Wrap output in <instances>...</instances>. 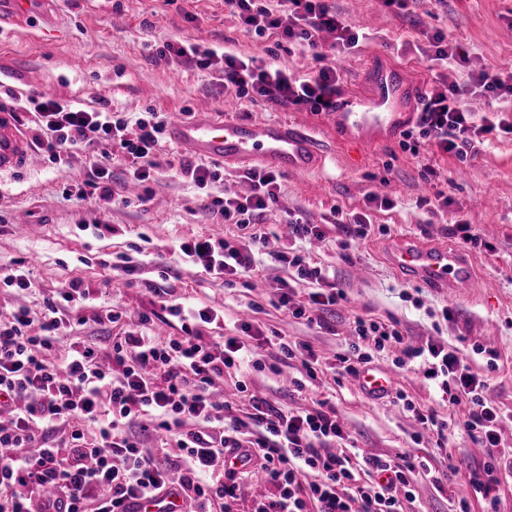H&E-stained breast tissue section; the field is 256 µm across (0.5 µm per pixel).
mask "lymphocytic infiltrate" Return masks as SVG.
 Here are the masks:
<instances>
[{
  "instance_id": "f902f5d3",
  "label": "lymphocytic infiltrate",
  "mask_w": 512,
  "mask_h": 512,
  "mask_svg": "<svg viewBox=\"0 0 512 512\" xmlns=\"http://www.w3.org/2000/svg\"><path fill=\"white\" fill-rule=\"evenodd\" d=\"M241 26L266 38L263 56L246 59L189 42H167L155 56L183 59L202 71L219 73L225 95L250 101L290 104L314 112L329 109L340 89L335 67L325 65L321 32L334 33L337 53L358 48L360 35L345 25L327 0H224ZM300 44L319 61L317 72L303 78L275 66L280 50ZM482 94L512 100V70L480 67L463 84H433L419 108L415 125L405 138L435 145L458 159L477 155L490 135H512V112L496 109L475 118L467 98ZM13 107L32 115L37 139L48 161L69 166L88 162L81 195L115 196L111 168L124 159L133 181L146 183L158 173L157 156L162 122L129 120L106 109L86 110L35 96L15 100ZM250 190L242 196L212 197L207 208L225 224L245 230L243 240L203 236L179 242L176 251L188 263L225 283L250 275L255 254L267 255L287 267L290 280L278 281L274 305L312 320L314 312L337 305L346 294L325 269L300 248H275L259 220L279 206V174L251 169L242 175ZM310 284L304 301H297V284ZM163 311L177 319L180 335L159 337L150 331L151 316L139 314L135 329L110 337L108 344L70 339L72 323L121 324L122 311L108 308L86 314L91 301L82 281L45 298L40 316L20 307L0 317V512H123L134 498L155 497L175 486L186 512H234L243 475L221 468L228 450H245L259 465L268 492L253 512H403L413 500V483L422 478L443 489L448 475L423 462L403 458L336 453V441L346 440L344 425L334 408L281 409L268 399L250 395V410L238 417L232 405L215 394L225 372L242 365L264 369L263 342L250 345L240 336L221 342L205 338L207 325L218 314L166 297L149 284ZM69 347L63 359L52 353L61 340ZM395 347L397 369H422L447 416L417 407L403 390L396 400L437 448H445L451 432L462 431L497 459L485 474H470L475 492L489 494L493 486L512 480V452L500 448L503 413L487 396V381L473 374L466 356L447 340L429 338L413 345L398 322H381L361 315L353 320L348 348L337 354L335 379L356 377L372 354ZM151 418L177 453L158 458L146 454L132 432ZM178 470V482L169 473Z\"/></svg>"
}]
</instances>
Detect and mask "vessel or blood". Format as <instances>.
<instances>
[{
  "label": "vessel or blood",
  "instance_id": "1",
  "mask_svg": "<svg viewBox=\"0 0 512 512\" xmlns=\"http://www.w3.org/2000/svg\"><path fill=\"white\" fill-rule=\"evenodd\" d=\"M47 0H0V24L30 20L51 22ZM425 95L406 66L376 65L371 69L367 93H342L327 113L337 142L378 145L395 138L416 119L415 110ZM236 105L225 102L216 109L208 102L197 105L191 120L173 122L168 136L180 149L227 167L255 163L294 176L315 170L321 154L315 139L286 121L248 122L235 118ZM31 143L13 112L0 110V173L24 167ZM390 260L407 278L448 294L463 295L475 285L470 261L458 249L405 241L396 245ZM357 384L369 399L383 398L390 390L388 369L369 366L360 370ZM126 512H183L180 497L170 494L153 501L136 499Z\"/></svg>",
  "mask_w": 512,
  "mask_h": 512
}]
</instances>
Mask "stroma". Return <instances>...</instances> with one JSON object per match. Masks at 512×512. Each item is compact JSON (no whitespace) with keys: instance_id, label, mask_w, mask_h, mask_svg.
<instances>
[{"instance_id":"obj_1","label":"stroma","mask_w":512,"mask_h":512,"mask_svg":"<svg viewBox=\"0 0 512 512\" xmlns=\"http://www.w3.org/2000/svg\"><path fill=\"white\" fill-rule=\"evenodd\" d=\"M340 18L367 39L337 61L342 91L364 93L372 63L402 64L413 79L432 84L468 80L479 65L512 69V0H411L407 9L382 0H329ZM439 29L467 49L471 62L448 69L431 67L420 53L425 32ZM188 41L250 57L267 45L248 33L224 8V0H56L54 20L16 24L0 30V106L13 97L36 94L75 101L89 109L108 108L138 118L159 113L167 122L192 118L198 100L224 105V83L180 61H155L150 49L165 42ZM243 121L287 120L305 126L322 154L318 169L305 176L283 175L281 203L301 212L312 224H324L332 208L368 214L372 233L347 243L342 230L324 225L326 236L313 242V261L328 268L347 296L346 302L319 312L307 324L271 306L270 287L287 277V269L265 266L253 278L225 285L173 254L178 241L193 236H233L237 228L219 224L206 207L204 191L174 168L193 160L169 142L159 149L162 168L148 187L152 198L139 202L129 189L127 202L83 199L74 189L86 177L82 162L56 167L34 152L29 164L0 174V274L26 259L32 290L19 293L0 286V309L23 306L40 314L45 297L71 280H82L98 305L156 312L157 297L143 287L156 281L173 297L219 315L206 334H232L249 321L267 332L309 344L325 357L347 348L354 315L399 322L411 342L441 336L466 354L474 373L488 383L487 395L512 414V135L495 138L490 147L464 160L421 145L410 149L403 137L377 146L336 141L326 113L242 100L236 112ZM444 193L447 212L426 217L420 198ZM392 199V208L369 204L368 194ZM471 226L474 242L462 243L455 221ZM29 224L28 233L16 230ZM399 240L449 245L469 256L477 288L465 296H448L399 275L387 262L389 247ZM136 267L128 275L116 270L120 255ZM496 350L497 368L487 365L480 346ZM391 353L374 355L375 366L390 369L392 386L404 390L424 408L447 414L430 381L419 371L392 366ZM299 362L279 372L246 370L250 392L288 408L328 400L343 417L352 445L367 455L397 459L409 454L448 474L444 491L427 481L415 486L405 512H512V481L495 487L492 498L476 494L466 477L484 473L490 459L466 434H452L440 450L423 437L401 403L391 397L368 399L355 379L335 381L318 375L306 390L293 380Z\"/></svg>"}]
</instances>
